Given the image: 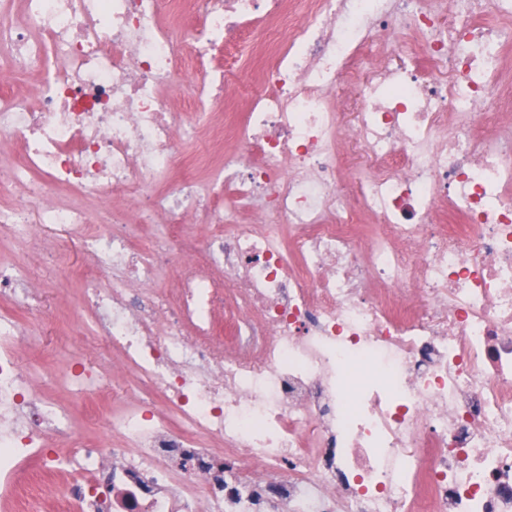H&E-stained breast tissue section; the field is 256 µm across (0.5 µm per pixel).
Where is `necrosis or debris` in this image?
Wrapping results in <instances>:
<instances>
[{
	"label": "necrosis or debris",
	"instance_id": "4bbe7bcc",
	"mask_svg": "<svg viewBox=\"0 0 512 512\" xmlns=\"http://www.w3.org/2000/svg\"><path fill=\"white\" fill-rule=\"evenodd\" d=\"M171 3L0 0V74L33 77L0 83V237L81 242L121 360L69 380L123 405L90 442L1 315L0 491L44 512L36 457L54 512H512V0H182L188 31ZM246 32L266 66L214 65ZM231 87L235 150L175 178ZM115 196L146 202L120 234L81 205ZM2 296L43 312L15 264Z\"/></svg>",
	"mask_w": 512,
	"mask_h": 512
}]
</instances>
